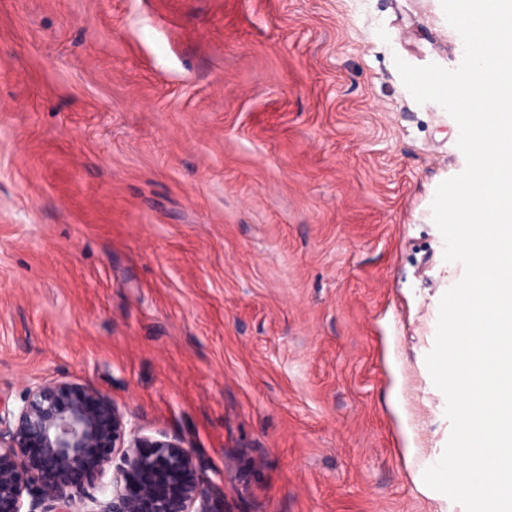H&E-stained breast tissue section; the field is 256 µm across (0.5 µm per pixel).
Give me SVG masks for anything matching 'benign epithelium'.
Masks as SVG:
<instances>
[{
  "label": "benign epithelium",
  "mask_w": 512,
  "mask_h": 512,
  "mask_svg": "<svg viewBox=\"0 0 512 512\" xmlns=\"http://www.w3.org/2000/svg\"><path fill=\"white\" fill-rule=\"evenodd\" d=\"M92 450L98 475L114 456L111 498L89 512H216L193 452L160 434L145 435L100 391L51 379L27 386L21 404H0V512L24 510L39 495L45 512H75L81 487L70 474Z\"/></svg>",
  "instance_id": "1"
}]
</instances>
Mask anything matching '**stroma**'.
<instances>
[{"instance_id":"stroma-1","label":"stroma","mask_w":512,"mask_h":512,"mask_svg":"<svg viewBox=\"0 0 512 512\" xmlns=\"http://www.w3.org/2000/svg\"><path fill=\"white\" fill-rule=\"evenodd\" d=\"M441 0H0V401L61 379L217 512H464L425 358L456 121Z\"/></svg>"}]
</instances>
